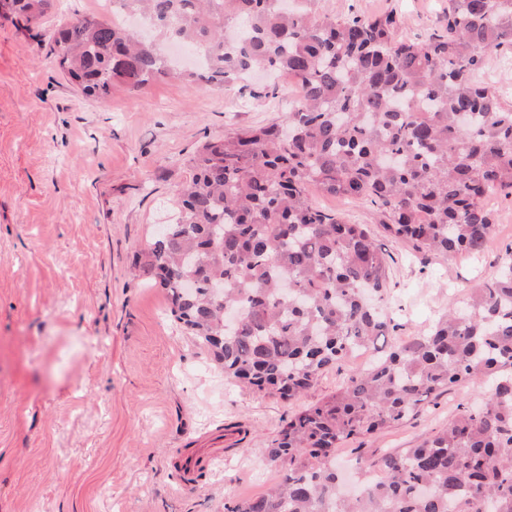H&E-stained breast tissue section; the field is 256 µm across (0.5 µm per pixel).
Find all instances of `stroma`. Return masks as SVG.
Listing matches in <instances>:
<instances>
[{
  "label": "stroma",
  "mask_w": 512,
  "mask_h": 512,
  "mask_svg": "<svg viewBox=\"0 0 512 512\" xmlns=\"http://www.w3.org/2000/svg\"><path fill=\"white\" fill-rule=\"evenodd\" d=\"M318 7L395 11L410 38L439 28L448 0ZM77 13L111 16L105 0H57L39 27L0 16V512H224L275 483L268 441L359 364L328 371L291 402L239 386L134 262L189 180L187 156L230 128L282 119L294 83L281 79L265 97L257 76L223 91L166 80L87 100L44 35ZM492 211L496 240L477 256L448 260L384 241L395 340L496 272L512 246V197ZM483 391L461 385L405 424L344 443L337 466L416 447ZM229 423L239 432L225 434ZM218 441L222 459L184 481L177 456Z\"/></svg>",
  "instance_id": "stroma-1"
}]
</instances>
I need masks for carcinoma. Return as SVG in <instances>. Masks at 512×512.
Here are the masks:
<instances>
[{
  "mask_svg": "<svg viewBox=\"0 0 512 512\" xmlns=\"http://www.w3.org/2000/svg\"><path fill=\"white\" fill-rule=\"evenodd\" d=\"M108 2L201 49L207 64L173 69L122 22L76 16L49 39L86 98L165 77L222 91L255 69L270 73L268 94L281 74L296 86L280 122L231 129L190 156L177 210L137 257L224 375L291 400L397 329L392 256L316 195L372 206L391 241L424 255L484 250L488 195L512 196V104L479 75L488 53L512 54V0H448L442 29L415 40L392 12ZM52 6L0 0V14L36 22ZM475 379L490 384L481 403L460 405L417 448L358 464L361 491L342 494L340 444L403 424ZM265 460L280 480L224 512H512V247L466 302L289 417Z\"/></svg>",
  "mask_w": 512,
  "mask_h": 512,
  "instance_id": "cac0c4a2",
  "label": "carcinoma"
}]
</instances>
